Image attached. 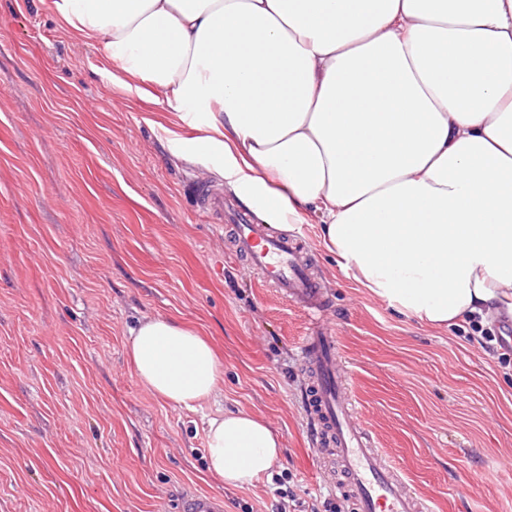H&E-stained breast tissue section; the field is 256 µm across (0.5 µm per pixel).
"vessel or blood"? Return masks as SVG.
I'll return each instance as SVG.
<instances>
[{
    "instance_id": "vessel-or-blood-1",
    "label": "vessel or blood",
    "mask_w": 512,
    "mask_h": 512,
    "mask_svg": "<svg viewBox=\"0 0 512 512\" xmlns=\"http://www.w3.org/2000/svg\"><path fill=\"white\" fill-rule=\"evenodd\" d=\"M197 197L210 223L228 226L231 254L246 262L262 287L275 289L308 319L310 334L301 345V356L312 373L306 412L318 447L315 460L321 467L337 462L338 490L353 512H438L436 497L418 491L387 459L356 406L353 382L342 366L339 340L329 322V302L311 271L306 240L271 233L244 211L226 208L221 187L200 183ZM180 512H224V500L192 493L182 498Z\"/></svg>"
}]
</instances>
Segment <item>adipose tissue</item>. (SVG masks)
Returning a JSON list of instances; mask_svg holds the SVG:
<instances>
[{
    "label": "adipose tissue",
    "instance_id": "obj_1",
    "mask_svg": "<svg viewBox=\"0 0 512 512\" xmlns=\"http://www.w3.org/2000/svg\"><path fill=\"white\" fill-rule=\"evenodd\" d=\"M150 99L193 107L209 161L266 223L306 213L338 265L397 312L446 328L512 317V0H53ZM143 387L193 410L223 364L167 318L130 331ZM279 436L207 420L210 474L252 486Z\"/></svg>",
    "mask_w": 512,
    "mask_h": 512
}]
</instances>
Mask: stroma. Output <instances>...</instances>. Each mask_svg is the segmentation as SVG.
Wrapping results in <instances>:
<instances>
[{
	"label": "stroma",
	"mask_w": 512,
	"mask_h": 512,
	"mask_svg": "<svg viewBox=\"0 0 512 512\" xmlns=\"http://www.w3.org/2000/svg\"><path fill=\"white\" fill-rule=\"evenodd\" d=\"M53 0H0V512H178L192 492L224 512H274L280 491L351 512L311 465L303 314L227 250L196 202L205 164L168 142L192 120L143 101ZM332 304L343 365L392 461L442 512H512V368L468 323L399 314L339 268L314 219L296 225ZM146 317L199 329L222 354L195 411L146 391L128 361ZM246 410L283 442L254 487L205 467V421Z\"/></svg>",
	"instance_id": "obj_1"
}]
</instances>
